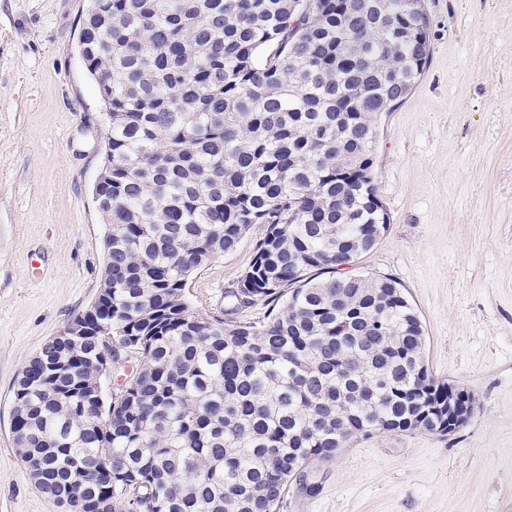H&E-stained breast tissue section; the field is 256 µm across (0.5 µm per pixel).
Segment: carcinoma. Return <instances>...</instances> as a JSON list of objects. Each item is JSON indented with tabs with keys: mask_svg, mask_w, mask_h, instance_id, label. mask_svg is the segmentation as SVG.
<instances>
[{
	"mask_svg": "<svg viewBox=\"0 0 512 512\" xmlns=\"http://www.w3.org/2000/svg\"><path fill=\"white\" fill-rule=\"evenodd\" d=\"M87 72L112 87L98 190L105 262L89 335L13 386L26 471L70 512H281L358 436L448 434L421 319L388 277L345 276L376 243L381 117L424 72L409 0H91ZM255 224L224 307L193 277ZM258 302L261 321L237 318ZM138 361L96 394L106 359Z\"/></svg>",
	"mask_w": 512,
	"mask_h": 512,
	"instance_id": "1",
	"label": "carcinoma"
}]
</instances>
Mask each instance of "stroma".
<instances>
[{
    "label": "stroma",
    "mask_w": 512,
    "mask_h": 512,
    "mask_svg": "<svg viewBox=\"0 0 512 512\" xmlns=\"http://www.w3.org/2000/svg\"><path fill=\"white\" fill-rule=\"evenodd\" d=\"M85 5L0 0V512H67L23 467L11 418L23 366L100 289L107 127L78 50ZM424 5L429 64L376 148L390 222L357 266L405 289L431 374L476 408L446 436L354 439L283 512H512V0ZM260 234L193 278L198 310L223 306Z\"/></svg>",
    "instance_id": "35a3bbf8"
}]
</instances>
